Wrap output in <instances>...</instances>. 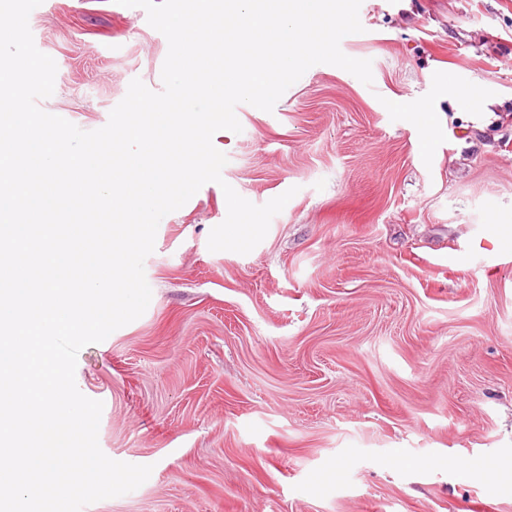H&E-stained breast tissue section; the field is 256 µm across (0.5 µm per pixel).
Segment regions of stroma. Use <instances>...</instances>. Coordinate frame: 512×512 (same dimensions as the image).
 Segmentation results:
<instances>
[{"label":"stroma","instance_id":"obj_1","mask_svg":"<svg viewBox=\"0 0 512 512\" xmlns=\"http://www.w3.org/2000/svg\"><path fill=\"white\" fill-rule=\"evenodd\" d=\"M359 19L341 49L372 85L317 64L238 112L213 137L223 184L158 225L146 311L79 352L101 450L152 468L83 512H512V0ZM28 23L57 66L39 107L82 130L133 79L163 89L142 8L48 0ZM226 184L297 190L247 254L207 246Z\"/></svg>","mask_w":512,"mask_h":512}]
</instances>
